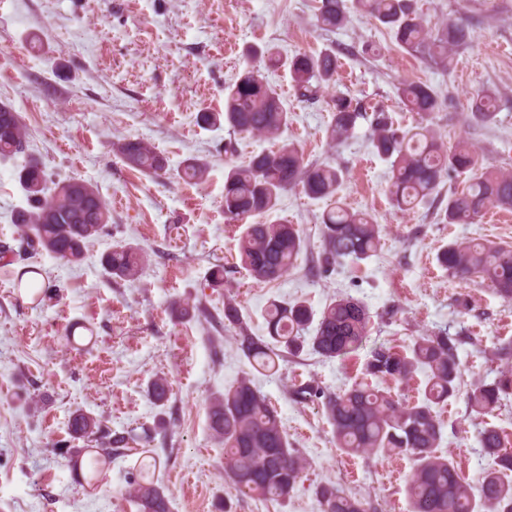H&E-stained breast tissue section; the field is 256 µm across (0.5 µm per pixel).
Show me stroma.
I'll return each mask as SVG.
<instances>
[{
  "label": "stroma",
  "instance_id": "obj_1",
  "mask_svg": "<svg viewBox=\"0 0 512 512\" xmlns=\"http://www.w3.org/2000/svg\"><path fill=\"white\" fill-rule=\"evenodd\" d=\"M316 5L0 0V102L22 115L29 151L48 179L83 180L112 210L107 231L87 244L80 263L45 252L28 256L41 282L56 286L54 300L33 305L0 260V512H138L130 493L135 457L113 458L96 490L77 483L68 456L87 448L67 431L77 410L114 433L152 434L171 512H217L221 501L231 512H318L314 489L320 484L370 498L378 512H408L407 457L343 454L320 405L289 396L291 385L310 379L331 392L360 380L364 353L329 361L306 349L281 362L276 374L260 371L224 326L228 296L256 336L268 334L265 312L272 301H302L318 313L342 294L367 306L371 346L402 351L414 337L444 328L467 335L458 350L463 391L437 410L442 447L472 483L491 466L478 443L484 425L499 428L512 449V399L484 419L470 413L465 396L478 380L495 377L489 354L512 344V304L480 278L449 277L436 260L456 239L512 244V211L490 210L477 224H444L433 206L394 210L385 193L389 165L372 149L369 119L331 144L325 102L298 101L288 70H272L268 78L290 111L281 140L294 143L305 161L347 167L341 196L352 210L375 215L384 245L367 260L346 261L318 276L309 259L320 248V216L328 203L291 190L272 217L298 225L307 248L280 281L259 284L237 264L242 227L224 218V172L271 143L224 124L196 123L198 113L223 111L224 90L254 64L253 49L272 46L290 55L333 46L341 66L330 93L351 95L368 108L385 106L408 127L413 115L398 103V83L440 87L453 97L435 120L443 142L466 136L487 164L512 172V0H418L429 23L462 18L470 26L472 39L448 72L420 63L358 12H350L342 28L320 29ZM482 89L500 98L496 120L466 122L468 100ZM127 138L166 157V173L153 177L130 168L114 148ZM191 158L205 167L196 183L181 177ZM18 167V161L0 160V245L13 244V216L29 206ZM118 243L149 254L136 279L111 277L101 266L103 253ZM217 264L227 270L218 290L207 282ZM174 301L206 307L209 316L174 320ZM244 376L277 409L290 446L309 461L280 504L236 496L224 476V450L208 430L209 400ZM157 377L171 386L162 406L146 394Z\"/></svg>",
  "mask_w": 512,
  "mask_h": 512
}]
</instances>
